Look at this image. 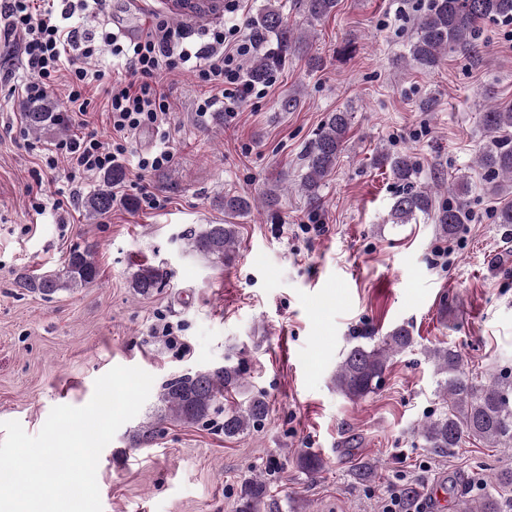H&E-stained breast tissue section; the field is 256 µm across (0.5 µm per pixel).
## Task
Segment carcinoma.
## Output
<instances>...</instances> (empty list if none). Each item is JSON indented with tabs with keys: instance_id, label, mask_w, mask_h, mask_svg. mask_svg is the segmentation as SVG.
<instances>
[{
	"instance_id": "obj_1",
	"label": "carcinoma",
	"mask_w": 512,
	"mask_h": 512,
	"mask_svg": "<svg viewBox=\"0 0 512 512\" xmlns=\"http://www.w3.org/2000/svg\"><path fill=\"white\" fill-rule=\"evenodd\" d=\"M338 0H297L310 23L329 16ZM485 20L512 22V0H431L427 11L414 23L415 35L403 60L423 72L436 70L445 55L477 56L479 24ZM248 27L263 36H274L276 48L256 59L251 70L255 81L264 80L270 72L280 70L288 59L303 50L306 35L290 28L281 13V6L268 3L248 20ZM25 122L28 130L40 135L53 129L66 133L63 118L55 106L43 98L27 102ZM482 124L488 140L475 156V164L488 177V192L506 196L512 192V103H491L482 112ZM352 113L336 111L325 120L301 152L302 167L299 188L311 207L323 202L322 190L348 140ZM379 164L389 165L394 177L404 184L394 198L391 217L397 224H408L418 215L434 220L437 233L443 238L456 234L466 213L465 195L469 185L465 178L448 186L456 201L435 206L436 191L418 184V171L407 154L378 155ZM124 177L122 166L116 165L103 173L97 189L83 201L88 217L103 216L117 202L112 187ZM282 176L275 177L262 195L269 208L278 205L284 190ZM224 223L204 224L185 235L186 247L215 264L232 262L238 238L235 219L250 212L251 202L240 195L227 193L221 201ZM99 275L95 248L87 245L68 254L61 270L53 274L20 277V286L44 297L62 290L83 288L94 283ZM168 272L152 266H141L133 273L131 288L140 296H148L162 287ZM368 343L352 346L336 367V390L352 400H361L379 389L391 357L414 344L409 329L399 326L385 336H366ZM434 363L441 397V410L426 417L417 426L423 446L438 452L461 447L463 440L473 439L491 448L512 447V368L503 367L480 378L467 373L459 354L448 347L426 351ZM232 392L242 397L237 405L224 406V395ZM159 410L144 422L133 435L136 445H146L168 422L188 426L205 424L212 417H222L221 429L228 438L241 436L259 425L268 415L266 393L253 389L244 372L230 362L222 366L198 370L165 381L158 393ZM298 467L308 474L323 467L321 456L303 452L297 457ZM480 493H465L455 497L457 512H512V466L494 468L480 482ZM270 495L263 476L251 477L241 485L236 512H267Z\"/></svg>"
}]
</instances>
